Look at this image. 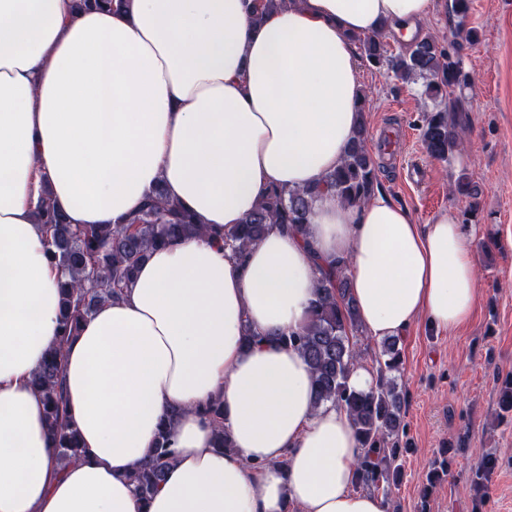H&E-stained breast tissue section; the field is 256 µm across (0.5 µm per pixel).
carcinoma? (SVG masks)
<instances>
[{"mask_svg": "<svg viewBox=\"0 0 512 512\" xmlns=\"http://www.w3.org/2000/svg\"><path fill=\"white\" fill-rule=\"evenodd\" d=\"M359 42L369 62L388 65L406 83L422 82L424 95L433 102L468 84L460 57L439 48L431 36L421 38L398 54L388 53L387 45L377 34ZM367 137L362 121L342 163L320 185L271 189L243 223L222 233L224 246L241 255L274 224L295 232L304 231L313 204L326 193L350 206L369 200L378 186V175L367 150ZM422 138L430 155L441 161L449 160L464 147L456 125L448 122V109L438 105L426 118ZM36 219L47 228L48 253L64 279L60 283V335L33 374L31 384L43 395L56 459L66 467L83 453L78 430L69 419L62 387L66 344L98 303L119 297L123 285L133 278L152 250L177 239L203 235L205 231L189 210L167 198L159 188L147 197L137 213L121 224L72 225L46 200L38 208ZM318 273L308 323L297 331L281 334L279 341L305 358L314 377L316 402L338 404L348 412L358 441L365 448L356 485L372 487L388 496L397 484L395 463L405 452L400 445L405 394L396 378L401 364L399 339L391 338L381 345L376 386L368 392L350 388L348 378L362 356L354 338L362 329L348 293L346 265L320 267ZM498 406L499 418L512 416V376L500 382ZM201 413L213 427L215 447H232L230 435L224 429V402L214 399L201 408ZM179 414L180 410L174 409L161 423L148 460L130 476L142 500L158 490L174 461L171 426ZM496 468L497 458L481 456L472 471L474 486L485 489ZM448 470V456L434 460L428 483L420 491L418 512H427L428 499Z\"/></svg>", "mask_w": 512, "mask_h": 512, "instance_id": "obj_1", "label": "carcinoma"}]
</instances>
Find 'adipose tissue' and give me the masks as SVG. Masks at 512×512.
I'll return each instance as SVG.
<instances>
[{
  "mask_svg": "<svg viewBox=\"0 0 512 512\" xmlns=\"http://www.w3.org/2000/svg\"><path fill=\"white\" fill-rule=\"evenodd\" d=\"M432 11L290 0L258 21L251 0H0V512H389L354 488L347 411L316 403L279 336L307 323L316 267L337 260L375 344L421 320L462 326L480 300L473 226L325 195L305 232L272 226L243 255L212 234L341 164L363 103L353 35ZM158 186L210 234L153 250L68 343L83 456L59 468L30 379L58 334L62 273L34 212L47 198L68 223L116 224ZM216 398L224 451L197 412ZM175 407L176 461L141 500L128 476Z\"/></svg>",
  "mask_w": 512,
  "mask_h": 512,
  "instance_id": "1",
  "label": "adipose tissue"
}]
</instances>
